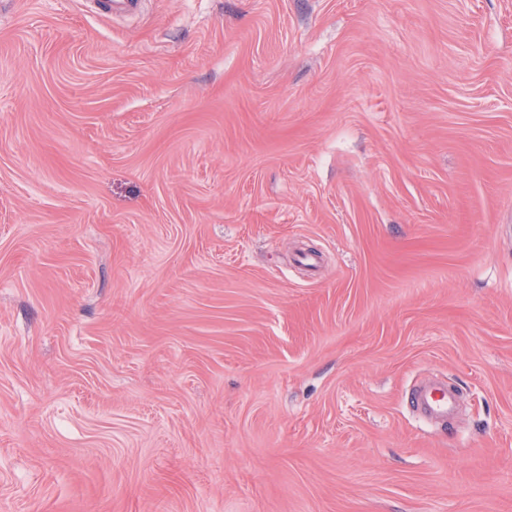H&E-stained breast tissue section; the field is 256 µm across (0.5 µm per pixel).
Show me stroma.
Masks as SVG:
<instances>
[{
	"instance_id": "35a3bbf8",
	"label": "stroma",
	"mask_w": 512,
	"mask_h": 512,
	"mask_svg": "<svg viewBox=\"0 0 512 512\" xmlns=\"http://www.w3.org/2000/svg\"><path fill=\"white\" fill-rule=\"evenodd\" d=\"M510 222L512 0H0V512H512ZM411 406L419 414L444 426L447 424L448 412L455 405V397L447 388L436 383H426L411 391Z\"/></svg>"
}]
</instances>
